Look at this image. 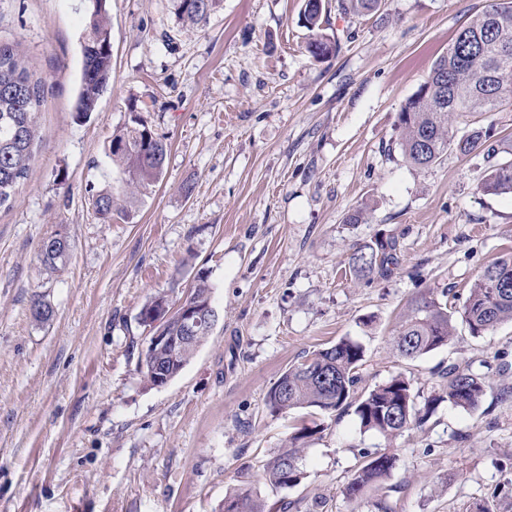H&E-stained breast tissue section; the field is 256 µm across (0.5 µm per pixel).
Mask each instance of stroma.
I'll return each mask as SVG.
<instances>
[{"label": "stroma", "mask_w": 512, "mask_h": 512, "mask_svg": "<svg viewBox=\"0 0 512 512\" xmlns=\"http://www.w3.org/2000/svg\"><path fill=\"white\" fill-rule=\"evenodd\" d=\"M495 0H382L357 17L324 0L337 54L306 50L303 0H220L183 26L173 0H107L112 76L78 117L81 42L92 0H0V39L22 43L44 83L30 174L0 208V512H222L245 488L265 512H512V322L406 361L393 333L409 303L462 308L483 269L512 256V196L485 195L480 157L405 162L398 114L457 30ZM140 119L169 145L164 173L129 215L105 147ZM192 193H185V185ZM366 210L369 219L347 223ZM70 251L42 269L44 239ZM394 238L388 276L355 278L349 258ZM205 272L217 320L170 383L137 370L153 295L181 302ZM51 304L44 324L34 298ZM343 338L365 350L363 384L404 374L419 399L455 364L489 384L478 408L441 403L392 442L354 411L271 415L290 365ZM315 420L306 478L273 488L263 465ZM395 453L384 488L345 487L361 452ZM93 205L96 214L106 222L112 220L114 213L117 215H128L126 207L118 203V199L109 190H102L93 196Z\"/></svg>", "instance_id": "1"}]
</instances>
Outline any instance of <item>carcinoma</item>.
Returning <instances> with one entry per match:
<instances>
[{"label":"carcinoma","instance_id":"1","mask_svg":"<svg viewBox=\"0 0 512 512\" xmlns=\"http://www.w3.org/2000/svg\"><path fill=\"white\" fill-rule=\"evenodd\" d=\"M218 0H175L179 19L193 26L207 23ZM382 0H340V8L357 16L379 9ZM323 0H305L301 13L311 32L308 53L324 60L338 50L336 41L323 33ZM112 73L111 26L105 4L93 10L82 44V68L76 112L95 110ZM512 100V0H499L478 13L457 32L448 52L434 62L426 81L410 97L398 115V146L404 160L419 167L436 163L448 150L469 156L481 153L490 162L479 187L484 194H512V159H496L489 145L491 134L477 118L498 112ZM42 102V80L33 79L21 45L0 40V206L9 203L16 187L28 176L34 159L38 113ZM471 118L467 130L454 129L457 119ZM169 147L138 117L112 133L107 155L129 195L157 183L163 175ZM96 214L105 222L112 216L128 215L111 191L93 196ZM63 238L40 251L43 269L54 272L68 254ZM393 239L365 244L351 255L349 267L361 279L386 276L397 263ZM187 301L213 310L208 278L200 273ZM52 307L42 299L31 306L34 321L51 319ZM455 312L448 303L421 298L412 304L394 336L395 349L405 359L424 356L446 345L454 335ZM461 319L473 336H483L497 325L512 321V258L497 260L484 268L466 299ZM212 327L205 326L198 341L184 348L176 360L161 361L176 377L207 340ZM365 357L361 343L342 338L318 350L283 372L266 396L272 414L297 408H315L325 413L354 409L361 430L373 431L390 441L412 425L423 426L437 407L448 402L464 411L476 409L488 384L479 374L448 366L438 371L440 384L422 407H417L412 384L402 374L371 389L360 386ZM321 425H302L272 452L263 467L264 478L275 488L299 485L305 478L301 460L307 439ZM396 455H366L346 486V495L358 497L369 486L383 484L395 467ZM240 502L248 512H264L262 503L247 489L224 497V512Z\"/></svg>","mask_w":512,"mask_h":512}]
</instances>
